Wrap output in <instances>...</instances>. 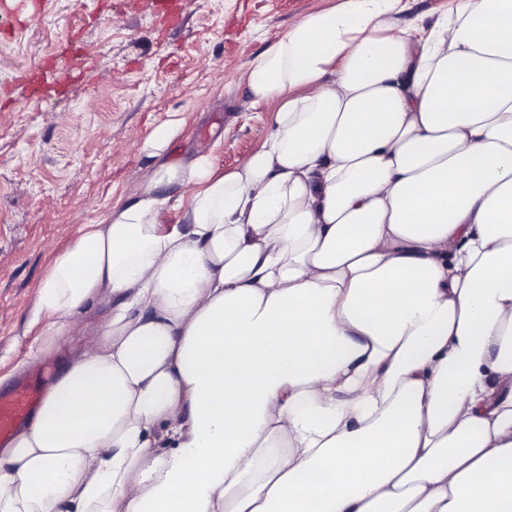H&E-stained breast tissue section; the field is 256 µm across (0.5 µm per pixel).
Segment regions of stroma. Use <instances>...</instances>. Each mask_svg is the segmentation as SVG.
<instances>
[{
	"label": "stroma",
	"mask_w": 512,
	"mask_h": 512,
	"mask_svg": "<svg viewBox=\"0 0 512 512\" xmlns=\"http://www.w3.org/2000/svg\"><path fill=\"white\" fill-rule=\"evenodd\" d=\"M170 26L154 0H0V391L22 375L50 381L73 339L37 365L35 286L55 249L80 225L99 222L123 199L146 156L115 152L131 134L183 121L167 157L212 148L227 172L256 150L277 104L245 112L244 72L270 31L337 0H176ZM75 33L83 78L39 100L18 83L22 70L55 58Z\"/></svg>",
	"instance_id": "1"
}]
</instances>
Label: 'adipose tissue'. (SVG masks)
<instances>
[{"label":"adipose tissue","instance_id":"adipose-tissue-1","mask_svg":"<svg viewBox=\"0 0 512 512\" xmlns=\"http://www.w3.org/2000/svg\"><path fill=\"white\" fill-rule=\"evenodd\" d=\"M406 8L273 32L230 172L164 159L174 124L118 143L152 162L36 285L40 354L85 342L0 512H512V0ZM450 0H410L409 8L398 15L401 25L419 24L426 28L448 12Z\"/></svg>","mask_w":512,"mask_h":512}]
</instances>
